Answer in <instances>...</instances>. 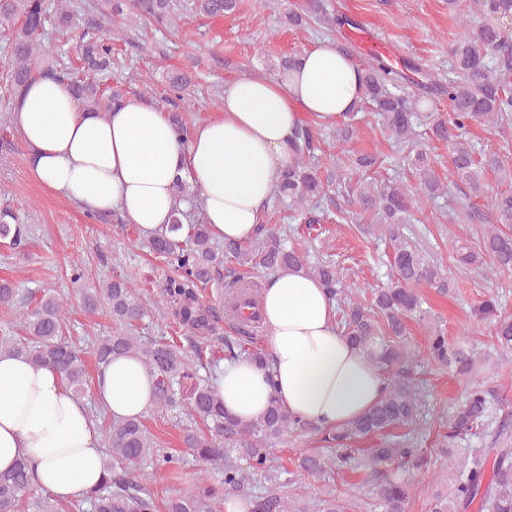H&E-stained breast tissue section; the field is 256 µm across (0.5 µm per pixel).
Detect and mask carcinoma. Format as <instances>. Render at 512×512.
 I'll return each mask as SVG.
<instances>
[{"label": "carcinoma", "mask_w": 512, "mask_h": 512, "mask_svg": "<svg viewBox=\"0 0 512 512\" xmlns=\"http://www.w3.org/2000/svg\"><path fill=\"white\" fill-rule=\"evenodd\" d=\"M237 0H198L199 10L209 16L232 12ZM471 11L482 23L469 31L451 49L448 79L420 83L413 78L419 72L412 61L397 62L375 53L363 68L360 104L379 112L389 136L408 148L406 160L422 177V195L416 196L397 181H363L347 190L348 203L376 216L379 236L391 241L390 264L394 280L375 293L365 305L348 296L335 269L317 266L310 275L319 279L338 304L340 324L345 335L372 355L385 370L399 366L402 371L391 377L384 396L368 412L346 426L328 431L325 441L333 445L329 456L306 454L298 467L309 473H323L334 468H364L378 483L375 495L383 512H407L409 493L399 472L422 470L428 463L427 450L406 433L399 439L383 442L361 454L353 443L381 436L393 429L413 427L424 420L423 403L403 368L412 364L413 351L407 340V320L429 319L415 286L426 281L438 292L448 293V277L441 265L427 258L413 235L400 228L414 204H424L447 192L435 174L427 152L413 146L415 129L421 123L416 90L432 97L448 99V117L429 122V131L439 140L451 142L448 176L475 192L484 191L483 163L476 160L473 146L460 131L472 122L487 123L501 132L512 130V29L499 20L512 17V0H470ZM96 20L78 33V45L84 67L104 71L112 59V43L102 34L118 27L128 14L164 26L171 20L169 0H98L90 5ZM66 25L73 14L66 0H0V27L12 30L11 61L6 80L13 106H20L25 88L37 72L43 51L45 23L51 13ZM47 72L69 82L80 103L92 112H109L122 103L117 92L105 94L93 83L82 81L68 72ZM299 153L294 166L279 180V202L302 211L307 202L323 192L318 167L312 163L315 134L306 126L298 134ZM199 194V188L177 181L171 223L150 240L152 251L170 265L176 275L166 280L165 295L172 315L190 336L212 332L211 308L203 305L197 288L206 286L219 275L224 259L260 269L269 274L284 269H306L300 245L288 238L285 230L272 224H260L259 232L244 243L226 242L224 250L213 243L208 225L188 224L189 214L181 203ZM492 218L483 235L482 247L457 250L460 266L482 272H512V192L494 197ZM29 227L18 221L8 208L0 211V238L17 248L25 242ZM17 288L0 280V305L16 304ZM84 304L94 309L105 305L119 328L110 336L92 342L98 366L120 355L137 356L155 377L154 404L169 412L180 413L188 421H201L209 436L188 434L185 444L191 454L208 463L213 474H202L193 493L168 499L167 512H213L214 504L229 493L251 500V512H305L294 509L288 496V482L281 481L269 465L270 450L286 436L305 431H320L313 422L288 413L275 397L257 418L241 423L224 413V406L213 386V375L199 359H193L161 336H141L136 324L147 317L141 292L133 278H121L94 288L83 289ZM478 323L493 324L498 345L512 350V316L500 311L490 298L471 311ZM22 333L10 326L0 331V351L26 356L38 367L61 374L74 393L83 390L85 364L81 349L65 336L66 311L62 300L45 292L17 316ZM224 358L233 361L246 357L261 367H270L261 349L248 350L244 341L224 342ZM430 359L440 367L465 375L474 364L473 349L462 343H450L442 329L428 337ZM499 400L492 388H471L463 403L448 420L446 431L439 434L441 447L448 449L468 435H489L493 447L485 455L471 456L458 466L450 491L433 497L429 512H512V421L497 416L493 403ZM154 468L177 471L179 459L162 448L137 417L114 419L106 434L105 476L101 484L84 499L72 503L74 512H155L156 503L146 492L147 474L142 463ZM34 470L23 463L10 472L0 473V512H19L20 503L34 485ZM257 484L267 488L253 492Z\"/></svg>", "instance_id": "carcinoma-1"}]
</instances>
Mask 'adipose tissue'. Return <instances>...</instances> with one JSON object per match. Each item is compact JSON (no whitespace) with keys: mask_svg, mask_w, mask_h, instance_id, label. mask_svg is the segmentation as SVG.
Masks as SVG:
<instances>
[{"mask_svg":"<svg viewBox=\"0 0 512 512\" xmlns=\"http://www.w3.org/2000/svg\"><path fill=\"white\" fill-rule=\"evenodd\" d=\"M361 73L336 43H319L293 70L225 83L222 115L187 136L157 104L91 112L65 83L42 74L12 120L32 175L83 211H119L149 236L169 224L173 185L183 179L200 187L196 203L213 238L246 242L296 158V130L309 121L333 127L354 111ZM260 312L270 367L245 358L220 367L214 388L226 414L250 421L275 397L290 414L333 430L383 397V371L338 326L336 303L317 278L296 270L269 275ZM93 402L115 419L143 415L154 404V379L138 357L121 356L85 400L61 375L0 353V472L24 462L57 501L84 498L104 476Z\"/></svg>","mask_w":512,"mask_h":512,"instance_id":"adipose-tissue-1","label":"adipose tissue"}]
</instances>
